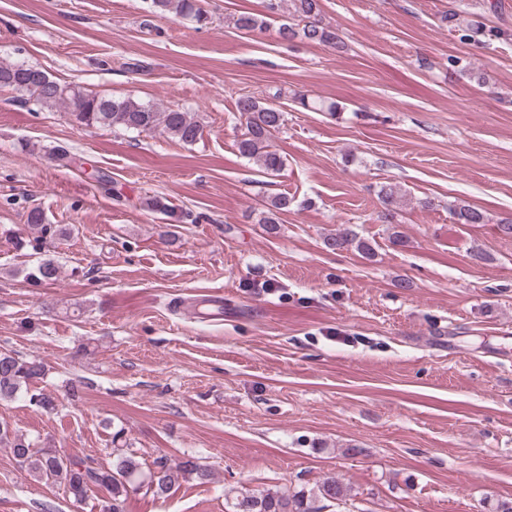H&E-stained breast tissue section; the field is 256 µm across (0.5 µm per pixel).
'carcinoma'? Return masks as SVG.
<instances>
[{
	"label": "carcinoma",
	"instance_id": "1",
	"mask_svg": "<svg viewBox=\"0 0 512 512\" xmlns=\"http://www.w3.org/2000/svg\"><path fill=\"white\" fill-rule=\"evenodd\" d=\"M152 12L168 14L174 18H188L198 24L207 22V11L201 0H150ZM319 0H291L288 22L279 26L280 39L288 41L296 36L319 45L336 48L340 40L336 31L321 23ZM442 21L448 30L459 35L463 42L484 44L493 40L508 39L509 34L496 27L474 24L465 17V11L456 7L448 9ZM234 27L244 33L263 30L267 22L251 13H242L234 19ZM0 90L11 91L26 103H33L43 110L66 108L73 121L87 127L112 131L152 133L158 129L184 143L192 144L202 134V129L191 113L179 108L159 109L151 103L131 98H114L101 95L71 84L62 83L44 69L30 64L0 62ZM238 112L245 119L246 133L239 142V151L259 165L266 174L276 175L284 167L280 154L270 149L274 133L284 126V113L268 99L243 96L237 102ZM384 205L383 219L392 224L401 202V190L384 185L379 191ZM450 211L459 224H483L484 213L469 204L458 203ZM331 250L356 247L370 251L368 243L358 239L349 228L336 230L325 240ZM59 277V267L51 259L42 260L27 278L37 284L52 283ZM46 365L36 357H24L12 350L0 352V400H13L24 396L29 403L46 414L57 410L53 397L32 389L43 379ZM122 431L112 436V466L105 467L88 457L60 454L51 448H36L34 444L16 435L8 426H0V444L10 448L17 463L30 476L46 484L63 486L68 497L81 503L89 493H104L100 512H126V503L132 491L143 490L157 499H164L180 477H191L201 483L211 479V471L188 458L176 465L160 456L152 468L142 469L138 452L121 440ZM349 489L334 477H326L316 487L307 491H270L242 496L235 503V512H322L320 501L333 504L345 502Z\"/></svg>",
	"mask_w": 512,
	"mask_h": 512
}]
</instances>
